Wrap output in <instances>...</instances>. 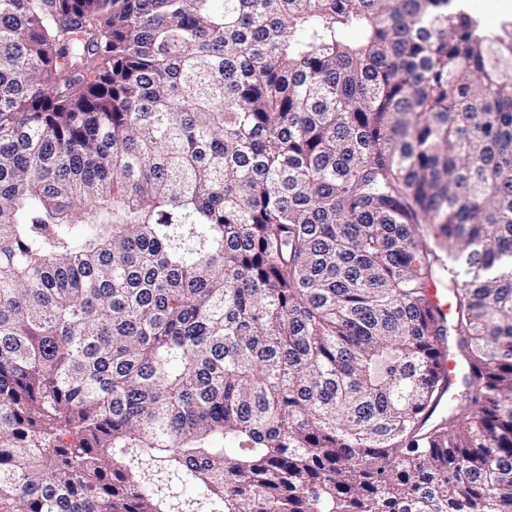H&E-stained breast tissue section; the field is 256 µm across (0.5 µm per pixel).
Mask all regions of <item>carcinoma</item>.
Instances as JSON below:
<instances>
[{"mask_svg": "<svg viewBox=\"0 0 512 512\" xmlns=\"http://www.w3.org/2000/svg\"><path fill=\"white\" fill-rule=\"evenodd\" d=\"M0 512H512V22L0 0ZM443 357L441 360V382H442V393L441 399L435 408L432 416V421L437 418H443L445 415V409L448 408V381L453 383L456 374L462 370L463 362L456 361L452 354L448 352V349L442 353Z\"/></svg>", "mask_w": 512, "mask_h": 512, "instance_id": "carcinoma-1", "label": "carcinoma"}]
</instances>
